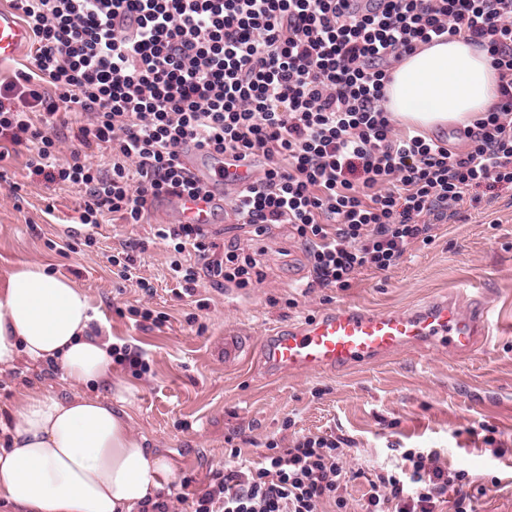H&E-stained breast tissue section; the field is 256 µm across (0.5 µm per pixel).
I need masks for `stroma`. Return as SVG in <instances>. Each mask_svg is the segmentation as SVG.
Masks as SVG:
<instances>
[{
    "label": "stroma",
    "instance_id": "obj_1",
    "mask_svg": "<svg viewBox=\"0 0 512 512\" xmlns=\"http://www.w3.org/2000/svg\"><path fill=\"white\" fill-rule=\"evenodd\" d=\"M26 161L22 153L0 165V276L27 262L68 277L87 294L99 335L142 353L146 371H112L133 387L124 406L133 432L173 464L175 478L163 492L171 512H192L235 456L253 463L267 455L268 442L285 448L299 436L331 432L350 440L346 462L363 470L343 491L350 512H360L369 479L409 448L438 451L440 466L466 470L475 512H512V190L494 198L481 192L461 220L437 226L431 243H414L396 266L363 271L345 289L310 287L306 248L288 225L252 238L219 210L218 243L247 246L262 280L216 288L204 279L195 298L180 299L167 247L156 236L177 223L176 200L154 202L141 224L104 220L92 244L80 239L69 251L62 244L80 192L28 180ZM13 182L22 184L21 197L10 193ZM129 243L147 288L120 278L110 262ZM471 288L482 289L493 312L471 356L421 346L338 372L274 379L263 369L258 342L278 325L341 307L404 310L451 294L465 308ZM198 298L206 308H196ZM144 309L167 314V322L141 318ZM79 391L58 368L21 360L0 373V418L29 393L68 398ZM485 426L493 430L488 442Z\"/></svg>",
    "mask_w": 512,
    "mask_h": 512
}]
</instances>
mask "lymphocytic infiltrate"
I'll list each match as a JSON object with an SVG mask.
<instances>
[{
  "mask_svg": "<svg viewBox=\"0 0 512 512\" xmlns=\"http://www.w3.org/2000/svg\"><path fill=\"white\" fill-rule=\"evenodd\" d=\"M33 38L30 67L0 83V162L27 150L30 177L86 192L77 221L142 223L162 198L207 194L181 163L194 146L257 171L225 180L236 229L290 225L313 286L348 288L430 241L479 187H512V0H11ZM456 36L487 51L496 102L465 129L467 149L417 131L398 135L382 105L394 62ZM78 114L58 162L59 111ZM109 149L112 166L88 160ZM170 269L194 295L248 286L255 257L218 250L201 224L157 230ZM346 438L303 435L258 468L234 466L195 512H320L342 494ZM413 449L370 481L365 512H473L468 474ZM454 499H447L449 488Z\"/></svg>",
  "mask_w": 512,
  "mask_h": 512,
  "instance_id": "f902f5d3",
  "label": "lymphocytic infiltrate"
}]
</instances>
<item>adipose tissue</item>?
<instances>
[{
  "instance_id": "1",
  "label": "adipose tissue",
  "mask_w": 512,
  "mask_h": 512,
  "mask_svg": "<svg viewBox=\"0 0 512 512\" xmlns=\"http://www.w3.org/2000/svg\"><path fill=\"white\" fill-rule=\"evenodd\" d=\"M486 51L463 38L422 45L390 71L384 108L428 131L467 124L497 99ZM92 308L73 281L34 263L0 278V373L22 359L51 361L73 386L103 385L115 402L36 393L18 406L0 446V502L8 512H134L173 477L170 461L133 436L112 381V341L91 336Z\"/></svg>"
}]
</instances>
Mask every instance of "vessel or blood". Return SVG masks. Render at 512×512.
<instances>
[{"label": "vessel or blood", "mask_w": 512, "mask_h": 512, "mask_svg": "<svg viewBox=\"0 0 512 512\" xmlns=\"http://www.w3.org/2000/svg\"><path fill=\"white\" fill-rule=\"evenodd\" d=\"M28 41L29 33L14 13L0 8V63L18 56ZM212 208V203L201 199L181 203L183 219L194 224L210 223ZM488 326L487 312L463 311L450 299L406 310L341 308L311 321L276 328L263 342L262 363L266 372L277 376L337 371L425 344L471 354Z\"/></svg>", "instance_id": "1"}]
</instances>
